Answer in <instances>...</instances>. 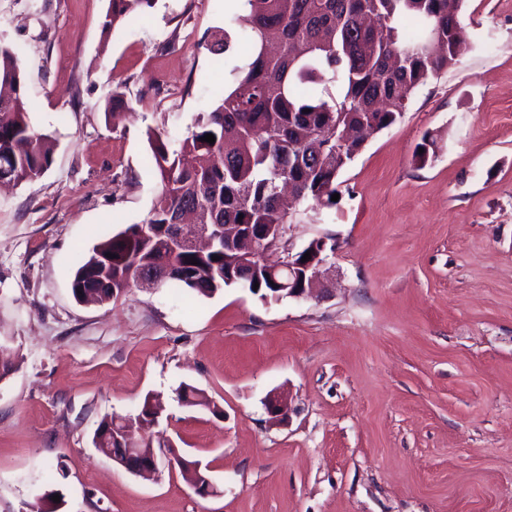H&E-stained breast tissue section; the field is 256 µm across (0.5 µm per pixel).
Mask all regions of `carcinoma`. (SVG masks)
<instances>
[{
  "label": "carcinoma",
  "instance_id": "1",
  "mask_svg": "<svg viewBox=\"0 0 512 512\" xmlns=\"http://www.w3.org/2000/svg\"><path fill=\"white\" fill-rule=\"evenodd\" d=\"M154 4L110 0L103 32ZM238 32L251 41L252 59L231 69L224 95L197 113L190 135L173 148L161 132L147 131L161 189L141 225L181 224L192 214L197 224L276 228L263 243L236 238L200 255L130 224L104 234L81 258L75 297L90 293L104 303L140 287L150 268L161 276L157 288L211 296L243 287L263 301L279 300L288 274L268 272L262 253L288 248L277 228L294 223L282 185L291 184L308 211L336 205L331 196L353 148L395 124L417 92L448 69L464 27L448 0H243L206 48L225 53ZM427 42L442 52L424 50ZM25 93L26 75L12 48L0 43V180L32 181L52 163L54 143L31 126ZM207 134L214 143L201 140ZM178 397L222 415L195 387H181ZM123 421H100L93 444L103 455L118 447Z\"/></svg>",
  "mask_w": 512,
  "mask_h": 512
}]
</instances>
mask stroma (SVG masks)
Wrapping results in <instances>:
<instances>
[{
  "mask_svg": "<svg viewBox=\"0 0 512 512\" xmlns=\"http://www.w3.org/2000/svg\"><path fill=\"white\" fill-rule=\"evenodd\" d=\"M234 5L157 0L106 34L109 0H0L30 122L56 143L40 179L0 187V512H512V0H465L454 64L343 169L335 207L291 225L293 248L336 242L327 297L73 296L102 231L152 206L147 130L178 145L248 62L244 37L204 46ZM183 383L223 417L183 406ZM149 394L161 462L144 479L93 436ZM189 459L184 458V466L188 471L189 484L197 495L208 497L214 495L215 486L211 480L202 474L203 470L199 462L188 463Z\"/></svg>",
  "mask_w": 512,
  "mask_h": 512,
  "instance_id": "obj_1",
  "label": "stroma"
}]
</instances>
